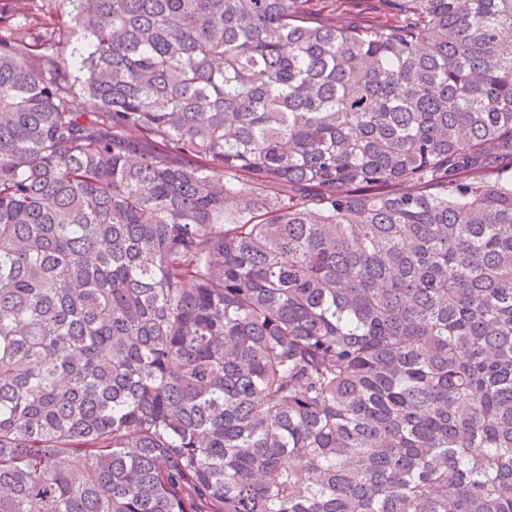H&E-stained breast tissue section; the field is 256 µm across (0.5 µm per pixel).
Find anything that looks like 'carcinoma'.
Here are the masks:
<instances>
[{
  "label": "carcinoma",
  "instance_id": "cac0c4a2",
  "mask_svg": "<svg viewBox=\"0 0 512 512\" xmlns=\"http://www.w3.org/2000/svg\"><path fill=\"white\" fill-rule=\"evenodd\" d=\"M0 12V512H512V0Z\"/></svg>",
  "mask_w": 512,
  "mask_h": 512
}]
</instances>
